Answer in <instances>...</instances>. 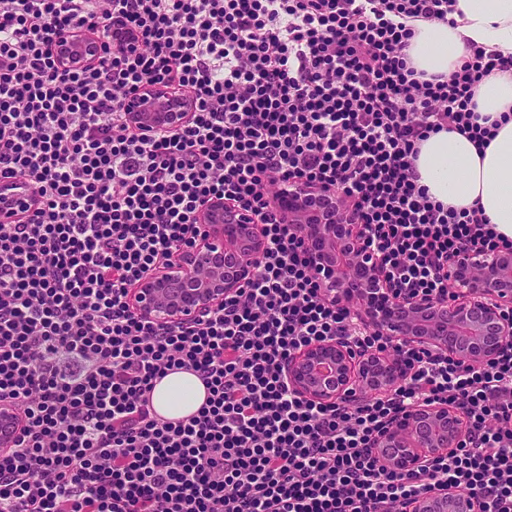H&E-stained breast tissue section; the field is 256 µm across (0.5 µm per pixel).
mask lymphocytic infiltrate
<instances>
[{
	"label": "lymphocytic infiltrate",
	"mask_w": 512,
	"mask_h": 512,
	"mask_svg": "<svg viewBox=\"0 0 512 512\" xmlns=\"http://www.w3.org/2000/svg\"><path fill=\"white\" fill-rule=\"evenodd\" d=\"M455 4L0 0V181L35 207L0 223V405L21 413L0 448V512H399L437 485L512 512V346L473 368L368 333L325 299L275 210L292 184L341 192L391 287L413 295L445 292L462 249L512 246L481 208L418 183L430 133L487 148L476 89L512 72V57L475 45L445 77L410 66L411 22L447 21ZM76 28L99 32L100 62L60 69L53 44ZM148 82L192 96L177 132L129 125L125 103ZM213 198L259 217L254 280L192 324L142 318L131 288L202 239ZM336 336L404 354L409 376L343 405L291 391L285 359ZM178 369L207 397L165 421L150 394ZM414 403L458 408L470 433L403 475L369 446Z\"/></svg>",
	"instance_id": "1"
}]
</instances>
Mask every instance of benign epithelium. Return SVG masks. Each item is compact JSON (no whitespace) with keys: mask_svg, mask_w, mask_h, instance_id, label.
<instances>
[{"mask_svg":"<svg viewBox=\"0 0 512 512\" xmlns=\"http://www.w3.org/2000/svg\"><path fill=\"white\" fill-rule=\"evenodd\" d=\"M97 36L71 31L53 46L60 67L98 62ZM192 101L160 84L147 85L127 104V119L139 133L174 132L188 120ZM279 210L305 239L309 266L336 305L351 308L369 332L435 355L480 367L512 342V250L465 251L448 261V293L402 296L388 287L368 247L362 225L347 222L338 194L291 187ZM209 236L194 250L144 277L131 290L136 312L160 323H190L224 303L255 277L266 240L257 218L213 199L199 213ZM289 388L320 404L360 395L393 394L407 368L392 354L364 349L336 337L313 343L283 365ZM467 436L459 409L415 404L395 411L374 434L371 450L388 469L421 470L458 448ZM471 496L439 486L403 503L401 512H478Z\"/></svg>","mask_w":512,"mask_h":512,"instance_id":"7a95c632","label":"benign epithelium"}]
</instances>
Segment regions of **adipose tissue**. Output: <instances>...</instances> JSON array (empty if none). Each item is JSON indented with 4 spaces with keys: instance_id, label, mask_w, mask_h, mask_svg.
<instances>
[{
    "instance_id": "obj_1",
    "label": "adipose tissue",
    "mask_w": 512,
    "mask_h": 512,
    "mask_svg": "<svg viewBox=\"0 0 512 512\" xmlns=\"http://www.w3.org/2000/svg\"><path fill=\"white\" fill-rule=\"evenodd\" d=\"M457 8L455 25L416 22L408 54L417 69L449 75L473 43L512 56V0H457ZM474 100L477 114L498 124L489 146L481 152L463 134H429L416 161L419 183L443 205L482 208L512 239V75L486 79ZM206 395L197 375L176 371L157 382L152 404L158 414L178 419L195 413Z\"/></svg>"
}]
</instances>
